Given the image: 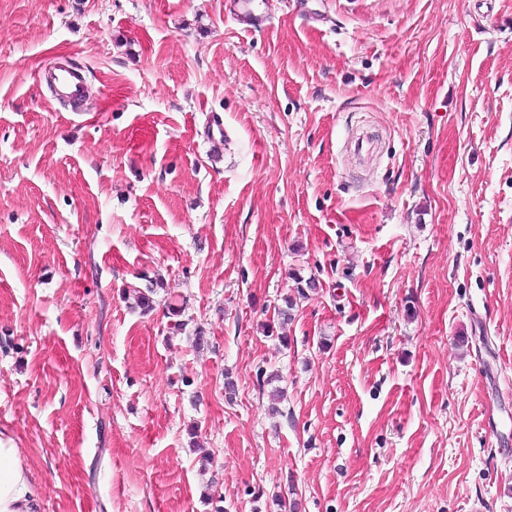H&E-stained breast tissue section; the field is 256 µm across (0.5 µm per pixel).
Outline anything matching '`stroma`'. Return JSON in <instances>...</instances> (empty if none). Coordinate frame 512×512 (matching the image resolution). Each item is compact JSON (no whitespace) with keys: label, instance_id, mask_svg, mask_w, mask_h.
<instances>
[{"label":"stroma","instance_id":"obj_1","mask_svg":"<svg viewBox=\"0 0 512 512\" xmlns=\"http://www.w3.org/2000/svg\"><path fill=\"white\" fill-rule=\"evenodd\" d=\"M260 3L0 0V441L41 512H214L192 428L226 512H512V0ZM231 6L238 13L242 21L251 29H260L266 19L259 13L255 0H232ZM45 80H50L60 99L71 106H81L88 94V84L83 71L68 65L44 74Z\"/></svg>","mask_w":512,"mask_h":512}]
</instances>
